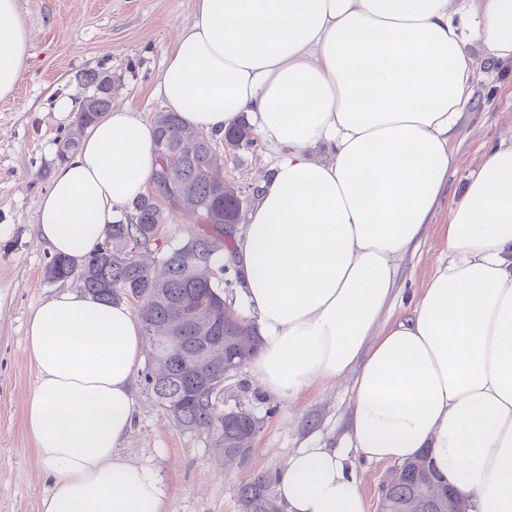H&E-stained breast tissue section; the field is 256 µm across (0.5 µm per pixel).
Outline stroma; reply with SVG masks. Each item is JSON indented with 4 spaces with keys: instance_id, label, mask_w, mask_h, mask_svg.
<instances>
[{
    "instance_id": "obj_1",
    "label": "stroma",
    "mask_w": 512,
    "mask_h": 512,
    "mask_svg": "<svg viewBox=\"0 0 512 512\" xmlns=\"http://www.w3.org/2000/svg\"><path fill=\"white\" fill-rule=\"evenodd\" d=\"M194 0H18L31 36L30 56L12 98L0 100V512H39L53 477L24 424L37 371L24 355L31 310L76 280L50 282L52 253L37 242L36 203L50 187L74 119H58L54 104L79 102L87 75H112L114 105H131L145 119L164 110L153 93L178 29L193 18ZM462 124L468 136L453 143L457 171L428 224L421 244L401 264L400 289L388 320L406 314L411 295L425 287L440 259L448 216L476 159L512 139V64L481 62L473 103ZM273 163L263 140L224 160V180L251 209L258 178ZM351 382L319 384L296 399L268 394L249 368L224 384L227 406L241 405L261 420L248 457L225 467L204 437L180 430L156 403L136 371L132 392L137 420L121 446L127 460L157 468L166 487L165 512H238L236 490L260 473L282 471L305 445L341 451L364 490L368 512H378L381 489L394 470L387 462L357 457L342 440Z\"/></svg>"
}]
</instances>
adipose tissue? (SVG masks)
Wrapping results in <instances>:
<instances>
[{
  "instance_id": "1",
  "label": "adipose tissue",
  "mask_w": 512,
  "mask_h": 512,
  "mask_svg": "<svg viewBox=\"0 0 512 512\" xmlns=\"http://www.w3.org/2000/svg\"><path fill=\"white\" fill-rule=\"evenodd\" d=\"M30 44L17 0H0V100ZM482 59L512 62V0H194L156 92L206 132L249 115L276 156L227 254L264 340L258 384L292 400L352 378L358 455L428 451L474 512H512V143L480 155L450 211L446 261L410 312L384 318L456 168ZM154 136L128 105L90 126L37 202L39 241L76 261L97 249L145 192ZM144 346L127 304L81 290L29 314L25 424L54 476L39 512H164L159 473L120 452ZM276 494L286 512H368L324 446L297 449Z\"/></svg>"
}]
</instances>
